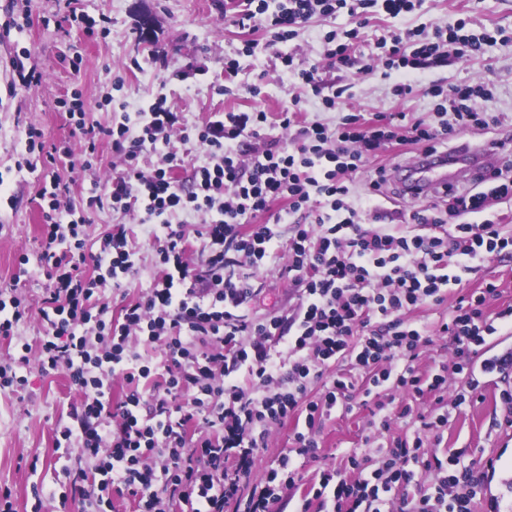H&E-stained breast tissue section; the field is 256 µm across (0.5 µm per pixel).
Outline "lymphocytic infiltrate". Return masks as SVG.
I'll use <instances>...</instances> for the list:
<instances>
[{
	"label": "lymphocytic infiltrate",
	"instance_id": "obj_1",
	"mask_svg": "<svg viewBox=\"0 0 512 512\" xmlns=\"http://www.w3.org/2000/svg\"><path fill=\"white\" fill-rule=\"evenodd\" d=\"M423 3L283 0L273 10L269 0H240L232 24L286 43L313 16L354 17L355 26L324 38L325 58L341 68L351 65L373 20L415 14ZM500 40L497 29L467 34L461 20L377 38L385 71L397 75L395 97L411 95L418 76L430 74L432 123L403 112L372 121L340 111L342 89L326 91L318 66L293 53L281 55L283 70L337 111L334 125L308 119L298 96L275 114L215 112L192 129L161 99L108 126L87 122L83 103L73 102L66 111L84 137L83 168H92L104 139L120 160L119 172L87 197L82 213L59 174L71 147L46 144L43 131L26 129L25 165L41 175L43 229L38 253L21 255L19 263L36 264L50 286L37 310L39 343H22L0 366V387L24 386L34 361L46 375L67 371L79 398L60 437L100 476L91 490L85 470L70 472V495L81 512H108L116 494L132 497L138 512H166L172 503L187 512H277L293 497L297 512H472L486 471L443 448L444 431L452 412L482 399L486 378L512 374V351L488 352L489 338L512 325V305L488 310L496 294L489 284L458 293L450 316L434 324L421 323L415 312L444 302L488 258L512 256V234L487 215L491 201L512 194V162L501 163L485 190L448 189L449 217L421 210L402 227L389 225L388 212L375 205L388 182L385 167L376 168L359 196L350 176L376 148L395 141L434 156L460 132L512 127V116L473 107L476 87L437 76L449 58L472 57ZM274 125L297 129L298 140L254 151L252 140ZM175 134L185 143L197 138L205 160L179 152ZM148 153L158 157L149 171L140 165ZM107 206L138 209L161 265L147 292L116 316L106 289L124 287L141 268L123 225L88 243L87 211ZM188 211L203 215V223L182 221ZM285 222L292 233L281 275L298 302L288 314L254 320L245 312L257 294L251 272L269 261L274 227ZM437 336L448 342V360L421 366L422 347ZM118 376L127 389L116 400ZM317 381L322 389L315 395ZM386 391L400 393L401 401L383 400ZM357 403L385 435L375 455L342 454L303 489L294 457L317 459L324 417L352 412ZM422 403L429 413H419ZM411 418L419 428L390 436L392 423ZM195 422L204 424L203 433H190ZM288 422L287 454L240 497V480L270 428ZM419 470L431 484L409 493Z\"/></svg>",
	"mask_w": 512,
	"mask_h": 512
}]
</instances>
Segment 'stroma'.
Listing matches in <instances>:
<instances>
[{"label": "stroma", "instance_id": "1", "mask_svg": "<svg viewBox=\"0 0 512 512\" xmlns=\"http://www.w3.org/2000/svg\"><path fill=\"white\" fill-rule=\"evenodd\" d=\"M31 23L23 31L0 39V287L17 285L18 293L30 307H37L49 282L42 272L30 269L18 276L19 257L36 252L40 245L41 214L36 197L39 173L25 171L24 129L33 124L48 140L69 141L79 149L82 136L69 125L57 102L80 96L89 121L111 123L116 114L113 103L123 102L128 112H136L156 99L167 98L175 111L184 113L188 123L204 122L213 112L258 106L268 112L280 111L300 90V81L282 70L279 54L300 53L317 64L327 83L350 86L351 106L373 117L378 112H412L429 115L432 99L416 91L406 99L392 95L393 79L382 69L365 73L358 67L338 69L323 56L324 37L333 29L346 28L347 15L337 19L312 17L299 37L287 43H269L263 32H255L256 47L246 52L248 37L231 23L233 0H82L86 14L110 18L108 33L87 36L81 28L59 31L54 18L56 0H31ZM465 19L471 32L497 27L506 42L485 48L466 60H449L442 71L449 83L488 82L491 94L480 100L490 112L512 114V0H425L421 10L409 17L381 18L367 29L357 53H375V39L389 30H402L423 24L441 25ZM30 51L42 69L40 86L10 85V61ZM238 56L241 71L234 80L233 95L216 91L224 82L225 56ZM81 57L80 69H72L71 59ZM259 87L251 95L250 87ZM100 161L84 171L63 167L60 174L72 184L74 198L88 196L95 183L113 175L112 147L100 141ZM126 225L139 250L143 277L114 293L107 301L112 312H119L127 301L145 293L147 272L155 268V253L148 230L134 214L111 209L89 212L86 227L89 238H97L108 226ZM254 281L259 293L248 304L250 317L263 319L287 313L297 298L287 280L281 279L276 265L257 269ZM494 283L499 295L491 307L512 304V257L492 259L468 281V288ZM25 386L0 388V487L10 488L17 512H79V504L63 499L68 489V471L86 468L89 481H96L95 470L87 469L78 449L55 445V431L68 421V408L78 394L69 384L66 371L42 374L30 365ZM483 402L452 413L447 431L449 448L464 450L467 459H494L500 471L512 476V426L506 419L511 412L501 403L496 383H488ZM365 411L332 413L323 423L318 460L297 459L306 479H314L319 466L337 463L346 450L364 448L369 435ZM288 427L272 429L267 446L261 449L251 475L240 485L248 492L277 467L288 447Z\"/></svg>", "mask_w": 512, "mask_h": 512}]
</instances>
